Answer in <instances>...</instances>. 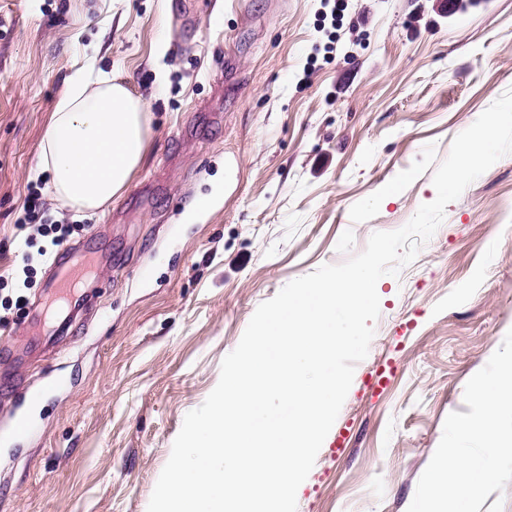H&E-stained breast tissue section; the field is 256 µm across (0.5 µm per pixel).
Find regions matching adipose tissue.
Wrapping results in <instances>:
<instances>
[{"label":"adipose tissue","instance_id":"adipose-tissue-1","mask_svg":"<svg viewBox=\"0 0 512 512\" xmlns=\"http://www.w3.org/2000/svg\"><path fill=\"white\" fill-rule=\"evenodd\" d=\"M147 133L144 106L123 85L76 70L41 142V168L54 198L77 210L108 207L142 162Z\"/></svg>","mask_w":512,"mask_h":512}]
</instances>
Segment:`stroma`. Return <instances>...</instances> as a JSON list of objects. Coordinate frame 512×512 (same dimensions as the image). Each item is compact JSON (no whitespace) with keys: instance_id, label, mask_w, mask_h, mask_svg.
Masks as SVG:
<instances>
[{"instance_id":"obj_1","label":"stroma","mask_w":512,"mask_h":512,"mask_svg":"<svg viewBox=\"0 0 512 512\" xmlns=\"http://www.w3.org/2000/svg\"><path fill=\"white\" fill-rule=\"evenodd\" d=\"M338 2L0 0V512H147L257 307L404 226L453 139L512 88V0ZM83 66L149 114L141 165L93 215L40 169ZM67 248L93 269L58 316ZM377 292L297 512H407L512 329V154ZM18 415L36 427L21 443Z\"/></svg>"}]
</instances>
